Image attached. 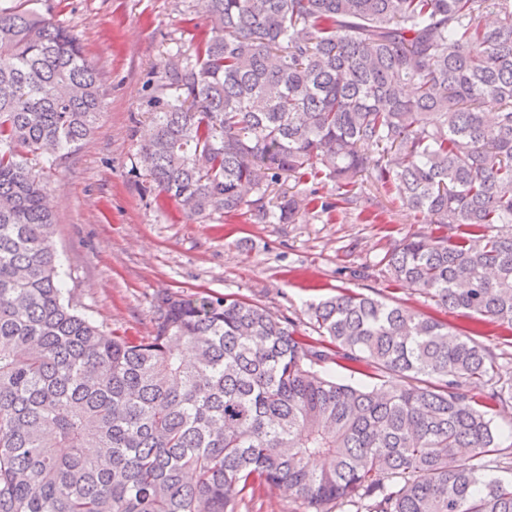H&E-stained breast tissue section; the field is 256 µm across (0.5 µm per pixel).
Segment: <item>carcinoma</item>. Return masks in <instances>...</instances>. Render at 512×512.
Here are the masks:
<instances>
[{"label": "carcinoma", "mask_w": 512, "mask_h": 512, "mask_svg": "<svg viewBox=\"0 0 512 512\" xmlns=\"http://www.w3.org/2000/svg\"><path fill=\"white\" fill-rule=\"evenodd\" d=\"M204 12L195 62L178 49L164 66L142 191L189 218L296 224L329 204L274 186L324 175L347 202L365 175L436 226L383 258L389 278L511 330L512 0ZM101 99L73 33L0 5V512H235L264 483L315 512H512L494 356L446 321L339 293L310 304L314 338L261 305L176 292L133 341L77 310L37 163L85 140ZM387 374L406 384H376Z\"/></svg>", "instance_id": "cac0c4a2"}]
</instances>
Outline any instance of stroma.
<instances>
[{"label": "stroma", "instance_id": "stroma-1", "mask_svg": "<svg viewBox=\"0 0 512 512\" xmlns=\"http://www.w3.org/2000/svg\"><path fill=\"white\" fill-rule=\"evenodd\" d=\"M75 34L98 68L104 91L94 132L46 170L57 224L60 275L78 307L105 331L151 335L152 306L167 292H217L261 304L311 332L308 305L363 293L437 316L463 331L470 317L444 310L413 285L390 279L383 257L404 239L430 232L426 214L359 178L352 203L336 205L326 178L288 181L316 193L295 224H256L249 212L194 219L171 199L142 194L134 173L170 49L191 51L208 22L200 0H9ZM236 512H311L296 495L264 485Z\"/></svg>", "mask_w": 512, "mask_h": 512}]
</instances>
